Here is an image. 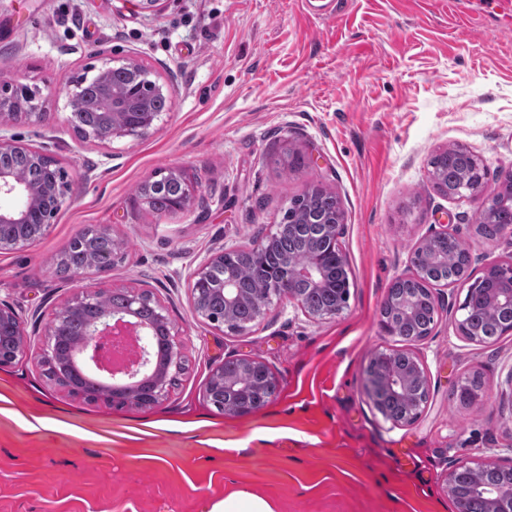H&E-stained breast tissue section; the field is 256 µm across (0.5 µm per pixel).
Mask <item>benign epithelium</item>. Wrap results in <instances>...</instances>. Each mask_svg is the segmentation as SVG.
<instances>
[{"instance_id":"benign-epithelium-1","label":"benign epithelium","mask_w":512,"mask_h":512,"mask_svg":"<svg viewBox=\"0 0 512 512\" xmlns=\"http://www.w3.org/2000/svg\"><path fill=\"white\" fill-rule=\"evenodd\" d=\"M122 70L128 76V89L124 92L112 88V72ZM151 89L152 94L172 99V87L169 83L159 82L158 77L145 68L136 58L128 56L120 60L119 66L112 65L108 58L92 79L83 76L67 84V102L71 109L68 121L75 123L79 116V109L90 91H98L100 122L96 126L81 128V138L85 140L110 141L114 138L130 137L139 139L146 136L154 126L159 113L150 111L148 101H137L134 95L142 87ZM47 97L40 89L21 87L11 89L0 85V129L15 125L39 124L47 120ZM27 150L34 159L44 165L59 169V176L52 184L33 185L19 179L11 169L0 164V228L5 225H16L25 228V233L18 236L0 235V252L10 251L23 246L34 238L44 235L50 224L53 223L67 198V173L59 168L58 160L44 150H35L20 143L14 136L0 134V157L9 156L17 151ZM168 179H183L181 171L170 168L160 169L146 178L142 183L144 187H151L158 181ZM466 198L478 202V210L486 213L495 208L502 197L499 192H489L486 181L469 185ZM344 224L335 221L323 225L321 237L327 240L336 252L342 265H347V258L342 250L340 238L343 235ZM454 236V233L444 229L425 238L413 251L410 257L409 271L402 277L409 278L418 275L419 265L417 254L428 251L433 244ZM116 255L91 252L88 264L83 267L69 270V278L79 282L83 279L85 271L94 269L100 273L112 269ZM224 266V253L215 254L201 263L192 274V303L195 313L208 320L215 326L224 325V320L210 315L203 304L204 290H217L224 294L226 308H232L239 300L238 288L230 276L217 282L214 274L217 269ZM483 275L502 285L498 289V300L512 308V260L500 261L489 265ZM326 270L324 263L313 257L300 264L286 256L278 261L276 273L270 280V287L286 294L296 306L313 320L332 318L343 312V309L312 311L307 308L303 295L294 292L292 284L297 279H306L313 284L324 281ZM105 292L91 284L80 287L75 299L59 307L48 326L51 336L50 345L45 353V360L54 362L58 360L60 352L57 347V333L59 328L71 317L77 315L85 305L101 298ZM128 304L122 311H111L103 314L87 325L84 335L89 337L68 352V361L80 372L91 371L104 375L106 380L98 383L107 394L109 403L121 405L123 403L139 404L147 407L155 404L163 396L167 388V380L163 369H153V355L150 351L149 340L155 331V324L143 323L138 320L137 309L140 304L152 299L147 292H130L127 294ZM127 331H133L141 339L140 357L121 369H114L105 364V356L101 351L102 345L110 339L121 336ZM23 328L16 312L9 306H0V337L12 336L16 338L13 352L5 354L0 351V365L12 363L21 350ZM392 356L390 352L377 351L370 359L365 372V388L372 399L379 394H389L399 398L406 387L416 383L424 388L428 387L427 372L421 359L408 354V363L405 369L398 370L388 367L379 369L375 366L377 360ZM238 362L246 372L263 378L262 384L267 391H278L279 381L271 372L266 363L258 359L240 358ZM210 381L216 389L225 392V413L233 416L246 415L254 411L255 404L248 400L238 398L239 389L225 379L224 365L213 368ZM427 397H417L409 402L408 413L403 416L385 415L395 425H408L419 416ZM487 469H493L503 475L509 476V481L496 487H488L480 482L474 484V491L488 497L490 508L488 512H512V466L505 467L494 462H488L476 467L466 462L456 461L448 474L447 490L451 495L458 494L457 483L465 475L478 476Z\"/></svg>"}]
</instances>
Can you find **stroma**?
<instances>
[{"mask_svg":"<svg viewBox=\"0 0 512 512\" xmlns=\"http://www.w3.org/2000/svg\"><path fill=\"white\" fill-rule=\"evenodd\" d=\"M0 0V82L49 93L50 118L11 127L53 153L70 192L36 242L0 253V304L24 347L0 367V512H202L236 490L277 512H456L451 461L512 464V332L473 342L437 311L430 336L380 327L390 282L412 251L451 225L472 267L512 257V237L477 231V205L438 193L436 151L479 155L486 186L512 171V0ZM136 55L171 81V108L141 140H80L66 86L105 57ZM302 166L289 171V154ZM194 189L192 208L153 214L142 181L166 167ZM335 193L353 281L343 313L321 321L282 298L234 332L198 316L190 273L212 254L267 239L291 198ZM121 246L108 292L146 291L163 305L184 370L150 408L72 393L48 375L54 311L78 285L55 265L81 230ZM423 360L428 400L407 426L365 393L374 352ZM264 361L280 382L246 416L206 398L212 368ZM471 405L455 393L473 374Z\"/></svg>","mask_w":512,"mask_h":512,"instance_id":"obj_1","label":"stroma"}]
</instances>
